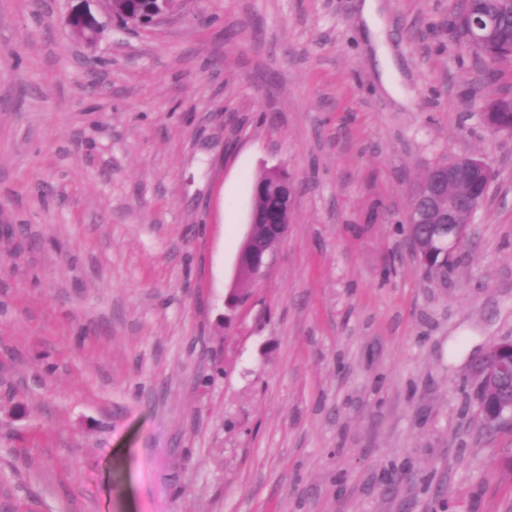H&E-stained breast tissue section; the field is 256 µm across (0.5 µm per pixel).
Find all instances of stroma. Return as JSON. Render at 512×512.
Instances as JSON below:
<instances>
[{"mask_svg": "<svg viewBox=\"0 0 512 512\" xmlns=\"http://www.w3.org/2000/svg\"><path fill=\"white\" fill-rule=\"evenodd\" d=\"M378 3L382 57L361 0H89L91 45L78 0H0V512H512L468 384L512 338V135L456 0ZM465 153L495 178L441 282L404 222ZM275 165L292 222L241 280ZM67 25L71 30L85 34L87 31H91L95 37H98L100 33V27L94 16L86 9L77 7L66 18ZM265 173L271 179V183L276 184L277 187H279L280 184V190L278 193L284 194L287 201L280 217V222L275 224L269 223L267 222L266 215L256 207L254 202V198L263 195L265 193V189L262 185H254L252 193L253 203L249 215L248 231L245 235V239L238 256L237 266L239 272V269L245 260L250 263L254 275L248 267H244L240 272V277L247 280H253V277L254 280H259L265 275V272L270 265L271 254V248H269L267 242L271 245H274L276 242L275 237L270 236L267 224L274 225L276 238L282 239L288 231V224L291 222L298 193L295 181L292 177L288 176L284 169L275 166L267 169ZM265 173L260 176L258 180H263L265 182ZM258 224H260L259 233L267 240V242L264 239L258 238L256 235V227Z\"/></svg>", "mask_w": 512, "mask_h": 512, "instance_id": "stroma-1", "label": "stroma"}]
</instances>
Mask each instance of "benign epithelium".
<instances>
[{"label":"benign epithelium","instance_id":"benign-epithelium-1","mask_svg":"<svg viewBox=\"0 0 512 512\" xmlns=\"http://www.w3.org/2000/svg\"><path fill=\"white\" fill-rule=\"evenodd\" d=\"M67 25L71 30L84 34L88 31L97 36L100 27L94 16L83 8L68 14ZM493 16L477 17L468 28L472 43L483 42L495 30ZM445 178L440 182H421L414 195L426 199V203L410 206L407 216V241L415 258H421L420 243L424 238H433L436 246L453 255L467 235L470 222L465 220L456 205L457 189L464 187V197L470 201V211L476 212L484 203L494 178L491 167L475 155L463 156L440 166ZM271 182L280 186V193L287 201L280 222L275 224V236L283 238L295 208L297 186L287 172L278 167L266 170ZM267 223L266 215L257 207H251L248 231L238 256V264L249 262L254 279L259 280L270 265L271 248L266 240L256 235V227ZM512 379V340L490 346L477 363L473 380L478 405V423L481 431L494 434L512 422V401H507L506 383Z\"/></svg>","mask_w":512,"mask_h":512}]
</instances>
